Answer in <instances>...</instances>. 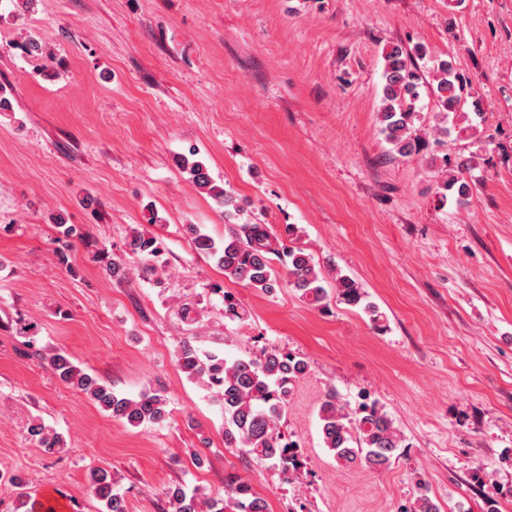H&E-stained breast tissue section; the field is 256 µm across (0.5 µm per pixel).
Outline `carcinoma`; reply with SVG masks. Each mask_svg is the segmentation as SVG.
I'll return each instance as SVG.
<instances>
[{
	"instance_id": "cac0c4a2",
	"label": "carcinoma",
	"mask_w": 512,
	"mask_h": 512,
	"mask_svg": "<svg viewBox=\"0 0 512 512\" xmlns=\"http://www.w3.org/2000/svg\"><path fill=\"white\" fill-rule=\"evenodd\" d=\"M427 56L421 45L406 49L393 45L383 52L384 70L379 122L392 151L401 158L421 154L429 147L426 137L418 133L416 103L425 91L443 114L457 113L464 105L469 80L459 72L453 61L437 59L432 67V79H427L418 60ZM196 151L180 157L179 165L188 171L199 191L213 197L224 207L242 211L232 191L216 185L205 165L194 159ZM471 161L457 165V173L446 179L443 188L456 193L461 200L468 196L471 185L464 173ZM184 230L194 249L212 259L223 270L224 277L273 295L283 288L294 290L298 298L317 308L328 306L331 296L351 306L364 305L375 325L384 316L375 306L364 303L361 285L348 276H338L330 288L314 257L300 247L286 244L285 239L297 233L294 224L286 225L284 234L272 232L266 224H237L217 241L197 224H186ZM159 239L154 235L133 232L126 240L124 257L102 255L105 271L124 278L130 273V263L156 256ZM286 257V272L275 268V261ZM45 364L60 381L87 395L102 410L130 426L159 424L168 412L167 398L161 391L145 389L136 397L115 392L112 386L88 373L61 351L43 357ZM174 362L189 378L210 390L224 412V441L258 461H269L286 477L298 474L303 467L299 445L286 438L280 422L288 412L292 389L308 369L305 359L276 348L266 349L258 358L229 360L221 351H204L185 342L176 350ZM323 445L341 467L363 465L370 470L388 467L403 440L392 419L375 403H365L354 413L345 411L336 391H328L319 410ZM28 434L45 452L59 453L64 448L62 438L46 430L38 420L28 427ZM90 489L103 502L106 512H126L124 494L104 470L91 469ZM12 481L21 489L18 508L22 512H53L51 507L29 491L26 481L15 476ZM171 512H267L263 498L240 476L229 474L224 480V497L210 498L198 491L189 492L175 485L166 492ZM406 512H440L439 505L419 493Z\"/></svg>"
}]
</instances>
